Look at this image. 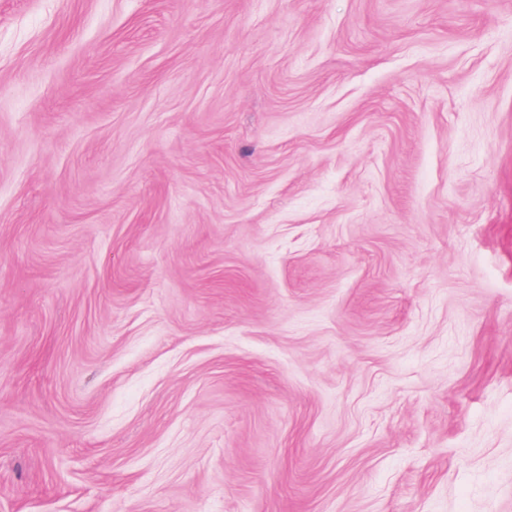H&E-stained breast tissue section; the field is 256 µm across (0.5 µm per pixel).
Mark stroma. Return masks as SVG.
<instances>
[{"label":"stroma","mask_w":512,"mask_h":512,"mask_svg":"<svg viewBox=\"0 0 512 512\" xmlns=\"http://www.w3.org/2000/svg\"><path fill=\"white\" fill-rule=\"evenodd\" d=\"M0 512H512V0H0Z\"/></svg>","instance_id":"35a3bbf8"}]
</instances>
